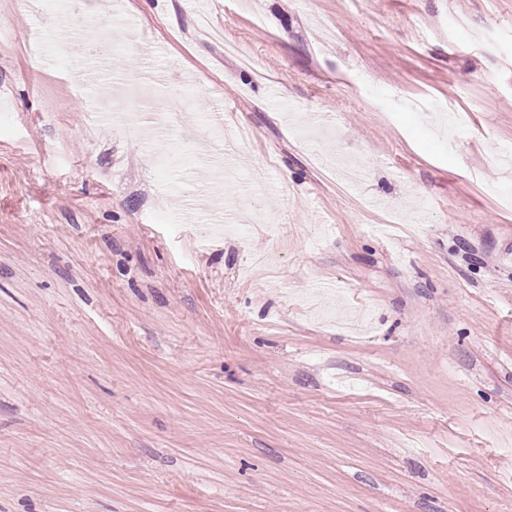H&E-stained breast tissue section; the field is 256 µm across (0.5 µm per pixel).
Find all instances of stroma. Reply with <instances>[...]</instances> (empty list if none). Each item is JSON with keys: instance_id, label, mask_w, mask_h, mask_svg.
<instances>
[{"instance_id": "obj_1", "label": "stroma", "mask_w": 512, "mask_h": 512, "mask_svg": "<svg viewBox=\"0 0 512 512\" xmlns=\"http://www.w3.org/2000/svg\"><path fill=\"white\" fill-rule=\"evenodd\" d=\"M65 14L0 0V512H512V0Z\"/></svg>"}]
</instances>
